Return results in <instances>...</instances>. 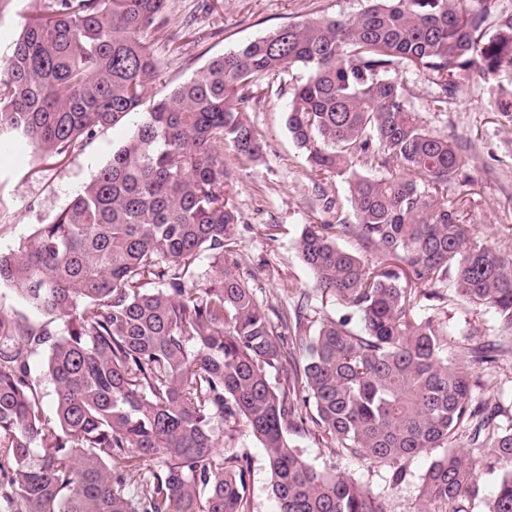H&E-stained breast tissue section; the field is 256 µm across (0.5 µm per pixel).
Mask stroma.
I'll return each instance as SVG.
<instances>
[{
	"mask_svg": "<svg viewBox=\"0 0 512 512\" xmlns=\"http://www.w3.org/2000/svg\"><path fill=\"white\" fill-rule=\"evenodd\" d=\"M363 5L364 0H166L165 23L152 35L153 53L166 82L152 86L151 92L165 94L168 86L192 76L212 56L277 27L302 19L348 18ZM305 76V69L295 66L263 78L268 92L250 114L264 142L258 161H240L232 147L224 149L230 172L226 190L238 210L243 263L257 278L260 301L269 305L283 300L285 288H312V276L295 250V239L303 225L328 221L321 194L346 195L340 179L310 177L305 157L285 127L284 111L294 87ZM399 78L430 130L471 147L473 161L465 178L449 187V205L483 242L512 256V112L500 109L501 100L512 95V68L503 67L487 79L461 78L459 91L444 112L430 109L431 86L424 75L409 68L401 70ZM137 121L133 115L97 132L55 165L36 161L22 143L1 151L0 251L14 248L37 225L48 223L64 209L75 191L111 159ZM268 224L280 225L276 240L266 239ZM445 310L451 330L471 326L477 341L500 343L496 362L475 373L479 386L474 396L497 404L500 425L512 424V335L499 331L492 312L466 304L455 293H448ZM294 441L317 470L349 474L373 493L382 494L387 512H419L422 477L439 454L434 448L406 461V477L393 487L387 464L354 459L327 439L299 434ZM238 449L251 460L252 512H277L265 450L250 437L239 438Z\"/></svg>",
	"mask_w": 512,
	"mask_h": 512,
	"instance_id": "1",
	"label": "stroma"
}]
</instances>
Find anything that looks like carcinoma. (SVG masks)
<instances>
[{
  "label": "carcinoma",
  "instance_id": "carcinoma-1",
  "mask_svg": "<svg viewBox=\"0 0 512 512\" xmlns=\"http://www.w3.org/2000/svg\"><path fill=\"white\" fill-rule=\"evenodd\" d=\"M165 0H52L0 55V147L39 161L140 112L134 132L49 223L4 253L0 288L40 320L0 312V508L4 512H251L249 436L265 449L278 512H386L293 445L329 437L393 466L430 448L420 512H468L481 488L469 446L505 465L487 512H512V425L473 401L495 344L452 348L437 302L450 286L512 335V258L448 206L469 147L426 129L402 68L426 75L437 112L459 77L512 66L503 0H366L348 19L293 22L211 58L141 111L162 76L150 35ZM300 65L285 126L332 220L295 249L314 290L259 302L242 267L224 145L256 161L247 118L262 77ZM384 169L374 177L363 169ZM347 238L351 248L340 244ZM358 327H351V315ZM45 355L54 415L30 359ZM288 371V383L277 375Z\"/></svg>",
  "mask_w": 512,
  "mask_h": 512
}]
</instances>
